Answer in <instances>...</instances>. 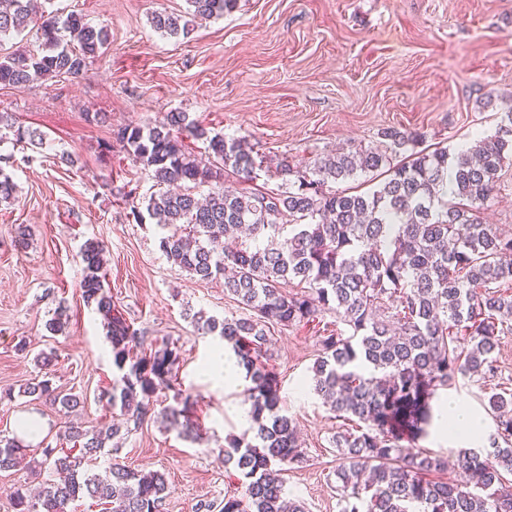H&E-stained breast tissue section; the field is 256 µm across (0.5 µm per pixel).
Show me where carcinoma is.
<instances>
[{
    "label": "carcinoma",
    "instance_id": "obj_1",
    "mask_svg": "<svg viewBox=\"0 0 512 512\" xmlns=\"http://www.w3.org/2000/svg\"><path fill=\"white\" fill-rule=\"evenodd\" d=\"M192 18L211 19L236 0H188ZM155 29L188 36L191 21L158 12ZM41 49L0 56V84L26 85L77 77L86 61L108 45V29L75 12L62 17L33 11L32 0H7L0 9V40L28 25ZM206 142L207 160L185 151L181 136ZM390 150L407 160L395 164L385 150L337 151L310 171L280 165L282 188L240 192L224 185L226 169L250 176L255 160L239 140L210 131L185 112H171L154 127L120 132L133 160L157 184L178 185L145 199L133 210L139 223L154 220L168 233L160 248L173 264L202 281L224 279V292L247 317L219 319L198 311L191 319L200 335L218 336L246 370L254 438L230 437L222 449L246 487L248 506L228 498L220 512H305L285 492L282 466L299 463L298 428L279 408L274 368L262 362L273 325L312 320L330 310L348 327L320 339L312 367L313 390L344 422L332 444L342 459L336 469L340 512H512V392H496L488 405L496 431L489 449H466L442 457L410 447L427 434L430 400L457 375L495 374L499 336L512 333V235L480 218L499 172L512 161V112L491 137L467 150H415L419 136L390 129ZM38 129L16 130V141L43 144ZM375 173L370 191L352 194L334 185ZM214 184L205 201L194 189ZM16 185L0 168V203L15 199ZM104 246L88 242L81 252L84 302L94 307L112 343V363L122 372L98 401L141 423L160 391H175L163 408L168 427L199 438L191 421L197 399L175 389V349L144 347L143 337L112 303L101 270ZM297 283L302 291L288 293ZM33 401L73 413L86 398L62 394L49 381L29 383ZM70 448L42 449L49 472L38 492L15 491L13 512H72L91 499L105 512H159L170 494L159 471L132 468L112 459L92 473L84 462L116 453L121 425L89 430L68 421ZM25 459L15 438L0 436V470ZM459 471L463 479L430 480L431 472Z\"/></svg>",
    "mask_w": 512,
    "mask_h": 512
}]
</instances>
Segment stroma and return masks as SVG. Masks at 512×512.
I'll list each match as a JSON object with an SVG mask.
<instances>
[{
	"label": "stroma",
	"instance_id": "1",
	"mask_svg": "<svg viewBox=\"0 0 512 512\" xmlns=\"http://www.w3.org/2000/svg\"><path fill=\"white\" fill-rule=\"evenodd\" d=\"M43 10L78 12L104 23L109 43L78 77L28 85H0V112L17 125L44 132L42 147L23 146L0 129L4 171L16 198L0 203V436H15L21 420H38L55 441L65 417L25 396L27 384L48 378L62 393L88 400L78 421L95 429L113 411L96 399L118 372L103 320L82 297L81 251L90 241L106 247V282L112 300L146 344H168L181 354L177 379L196 394L199 440L166 427L160 412L131 427L118 452L134 468L165 473L171 493L162 512H197L208 502L245 500L239 473L219 451L229 437L249 433L238 409L248 380L222 384L207 373L223 342L198 335L190 312L241 316L220 281H201L170 262L159 247L162 229L137 223L134 207L158 186L136 164L117 132L155 126L167 113L185 112L208 130L243 141L255 167L247 188L278 190L276 168H314L336 150L386 148L385 129L416 131L428 148H456L495 133L512 110V0H238L223 17L196 21L188 37H167L151 19L187 12V0H40ZM104 112L107 122L92 121ZM134 199H125L128 190ZM484 222L512 232V162L500 173ZM29 245L18 248V226ZM69 319L62 332L45 324L57 305ZM336 326L326 311L317 321L270 328L266 358L278 376L284 414L296 422L304 459L284 473L292 498L306 512H339V422L311 388L312 366L324 329ZM26 341L27 352L16 351ZM55 355L41 371L35 357ZM497 376L456 377L433 404L464 400L496 429L488 407L493 384L512 387V334L494 352ZM0 471V512H12L10 494L36 485L30 459Z\"/></svg>",
	"mask_w": 512,
	"mask_h": 512
}]
</instances>
